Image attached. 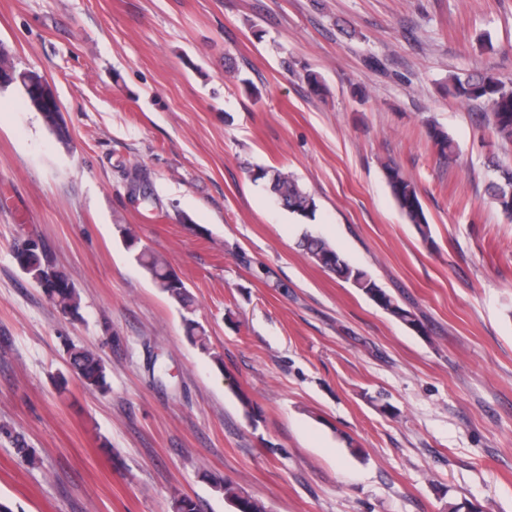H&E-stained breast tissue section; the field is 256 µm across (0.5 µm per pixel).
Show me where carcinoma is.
I'll return each mask as SVG.
<instances>
[{
    "label": "carcinoma",
    "mask_w": 512,
    "mask_h": 512,
    "mask_svg": "<svg viewBox=\"0 0 512 512\" xmlns=\"http://www.w3.org/2000/svg\"><path fill=\"white\" fill-rule=\"evenodd\" d=\"M448 94L462 103L484 101L490 109L496 138L502 142L512 143L511 84L508 85L486 72L451 74L448 76ZM429 135L443 158L450 161L455 158L457 147L447 131L432 125ZM491 164L494 167L496 179L488 185V193L495 206L512 219V165H502L494 160ZM385 173L400 213L408 223L416 226L423 239H428L429 222L417 185L406 178L395 165H386ZM252 174L254 180L265 182L269 192L288 212L301 218L314 215L316 210L314 196L292 174L261 166L256 167ZM130 192L136 194L147 208L155 204V199L148 191L147 179L142 170L137 167L131 171ZM119 231L123 235L127 249L149 274L156 287L182 308L191 309L190 293L183 281L175 276L174 268L170 263L148 247L139 246L138 239L128 228L121 226ZM300 246L316 265L352 283L355 288L396 320L411 329L422 326L414 311L402 305L390 292L382 288L367 271L349 265L325 240L313 235H305L300 241ZM13 255L18 266L35 283L39 284L46 277L53 276L55 287L49 289L45 296L62 313L73 317L79 316L80 298L73 283L68 274L59 269L45 251L35 248L23 252L17 245ZM185 325L191 342L202 351H209L208 336L204 326L192 319L185 320ZM68 352L70 363L73 365V374L80 380L84 389L101 394L107 393L109 390L107 370L99 355L75 344L70 345ZM216 488L224 491V499L234 512H270L263 501L253 497L228 479L220 480Z\"/></svg>",
    "instance_id": "carcinoma-1"
}]
</instances>
